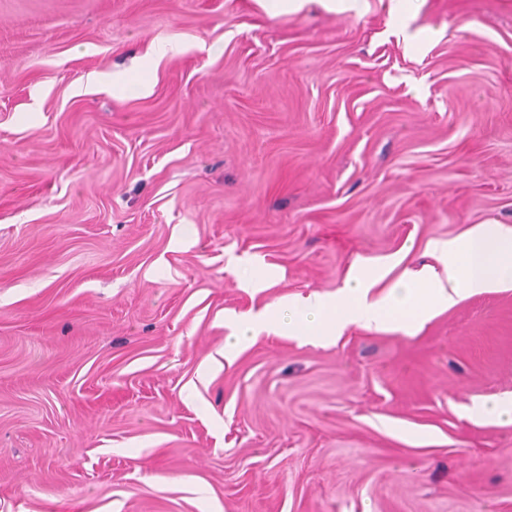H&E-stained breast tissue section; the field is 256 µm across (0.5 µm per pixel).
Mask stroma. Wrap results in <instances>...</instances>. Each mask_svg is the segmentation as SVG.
I'll use <instances>...</instances> for the list:
<instances>
[{
  "label": "stroma",
  "mask_w": 512,
  "mask_h": 512,
  "mask_svg": "<svg viewBox=\"0 0 512 512\" xmlns=\"http://www.w3.org/2000/svg\"><path fill=\"white\" fill-rule=\"evenodd\" d=\"M479 224L512 230V0H0V512H512V419L473 413L512 402V288L411 335L220 323ZM317 1L333 13L356 11L360 0H255L262 10L271 17L292 15L298 12L305 3ZM238 288L252 296L276 286L282 277L280 269L268 263L263 256L245 255L235 258Z\"/></svg>",
  "instance_id": "stroma-1"
}]
</instances>
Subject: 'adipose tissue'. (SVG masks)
<instances>
[{
  "label": "adipose tissue",
  "instance_id": "ef3b65f1",
  "mask_svg": "<svg viewBox=\"0 0 512 512\" xmlns=\"http://www.w3.org/2000/svg\"><path fill=\"white\" fill-rule=\"evenodd\" d=\"M429 249L440 269H407L388 285L384 273L357 262L341 293L282 297L226 317L224 324L238 344L264 334L332 340L352 325L408 335L468 295L512 286V232L482 225L452 240L433 241ZM235 264L239 288L252 295L276 286L282 277L259 255L237 258Z\"/></svg>",
  "mask_w": 512,
  "mask_h": 512
}]
</instances>
